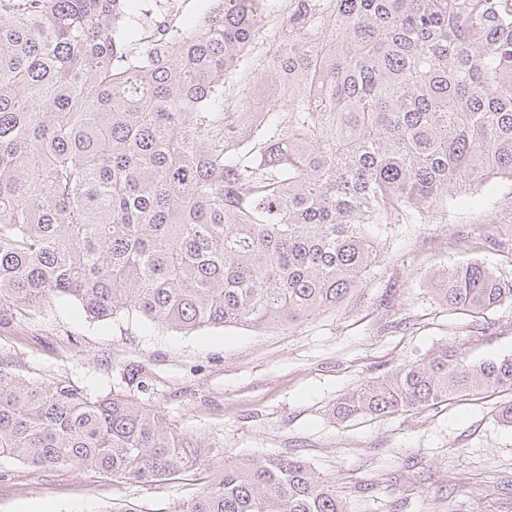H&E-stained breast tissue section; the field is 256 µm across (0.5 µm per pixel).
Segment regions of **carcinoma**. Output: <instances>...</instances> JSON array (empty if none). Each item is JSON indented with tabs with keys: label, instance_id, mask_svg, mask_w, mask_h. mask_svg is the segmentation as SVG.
I'll list each match as a JSON object with an SVG mask.
<instances>
[{
	"label": "carcinoma",
	"instance_id": "carcinoma-1",
	"mask_svg": "<svg viewBox=\"0 0 512 512\" xmlns=\"http://www.w3.org/2000/svg\"><path fill=\"white\" fill-rule=\"evenodd\" d=\"M136 0H0V321L57 300L168 329L291 324L378 258L372 226L486 210L512 183V0H205L192 26H123ZM287 98L249 112L254 97ZM479 314L512 281L479 263L434 288ZM512 391V356L446 347L341 398L338 420ZM0 457L156 483L208 481L186 512H346L276 455L227 463L122 391L37 383L0 360Z\"/></svg>",
	"mask_w": 512,
	"mask_h": 512
}]
</instances>
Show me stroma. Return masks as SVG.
Here are the masks:
<instances>
[{
	"instance_id": "35a3bbf8",
	"label": "stroma",
	"mask_w": 512,
	"mask_h": 512,
	"mask_svg": "<svg viewBox=\"0 0 512 512\" xmlns=\"http://www.w3.org/2000/svg\"><path fill=\"white\" fill-rule=\"evenodd\" d=\"M378 259L336 308L291 325L185 332L87 318L72 301L0 322V358L38 382L134 396L231 462L276 454L310 463L347 512H512V426L502 393L401 415L338 421V398L443 347L474 362L512 356V303L474 317L438 303V276L467 263L512 280V199L429 224L374 229ZM204 471L136 483L74 466L0 458V512H186Z\"/></svg>"
}]
</instances>
